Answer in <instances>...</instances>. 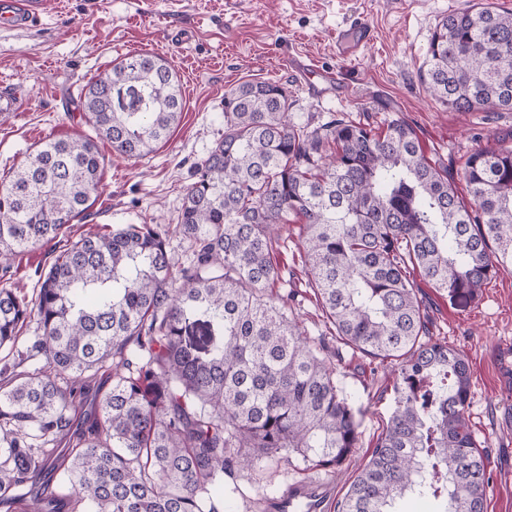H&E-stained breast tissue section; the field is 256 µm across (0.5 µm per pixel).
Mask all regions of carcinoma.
I'll use <instances>...</instances> for the list:
<instances>
[{"instance_id": "carcinoma-1", "label": "carcinoma", "mask_w": 512, "mask_h": 512, "mask_svg": "<svg viewBox=\"0 0 512 512\" xmlns=\"http://www.w3.org/2000/svg\"><path fill=\"white\" fill-rule=\"evenodd\" d=\"M429 95L461 112L512 111V12L486 7L436 26L421 68ZM112 151L143 158L185 102L151 53L131 55L81 91ZM288 90L244 82L224 93V136L195 166L179 228L128 224L66 245L30 297L0 287V503L34 474L44 512H234L224 475L301 462L336 470L358 447L360 411L336 381L324 338L308 335L271 253L300 222L298 246L332 335L395 376L396 406L340 512H485L489 460L467 415L466 358L432 336L409 268L453 302L476 298L512 264V148L463 165L469 199L414 129L290 119ZM101 183L90 136L51 139L0 181V261L56 240ZM36 336L21 340L23 329ZM102 377L98 410L72 448L77 398Z\"/></svg>"}]
</instances>
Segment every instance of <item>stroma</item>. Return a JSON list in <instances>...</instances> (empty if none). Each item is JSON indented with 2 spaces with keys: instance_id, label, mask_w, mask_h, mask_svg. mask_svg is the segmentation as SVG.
<instances>
[{
  "instance_id": "35a3bbf8",
  "label": "stroma",
  "mask_w": 512,
  "mask_h": 512,
  "mask_svg": "<svg viewBox=\"0 0 512 512\" xmlns=\"http://www.w3.org/2000/svg\"><path fill=\"white\" fill-rule=\"evenodd\" d=\"M477 4L512 10V0H42L34 25L0 24V86L21 96L17 112L0 116V172L49 139L89 134L78 107L83 86L126 56L148 52L164 58L181 80V121L167 142L141 159L117 155L108 142H99L101 193L87 218L69 224L64 239L129 224H168L171 251L184 260V242L175 229L184 190L196 163L224 133L225 91L245 81L285 85L292 121L313 128L334 114L375 128L392 118L404 120L427 157L465 192L466 154L481 146H512V112L448 109L428 95L419 68L437 23ZM357 22L374 29V42L339 52L338 35ZM298 56L333 71L331 84L314 86L291 68L289 59ZM298 234V225H289L285 244L273 252L280 290L294 292L293 313L301 327L313 336L327 335L325 355L363 410L358 448L340 471L325 474L339 502L392 415L393 383L369 358L330 337L331 325L308 285ZM60 250L48 244L0 263V286L32 295ZM420 296L433 335L446 338L470 365L467 415L490 458L487 512H512V372H502L495 362L496 350L512 343V268L464 307L426 286ZM301 469L297 462L237 471L224 486L234 489L239 512H267V487L287 485Z\"/></svg>"
}]
</instances>
